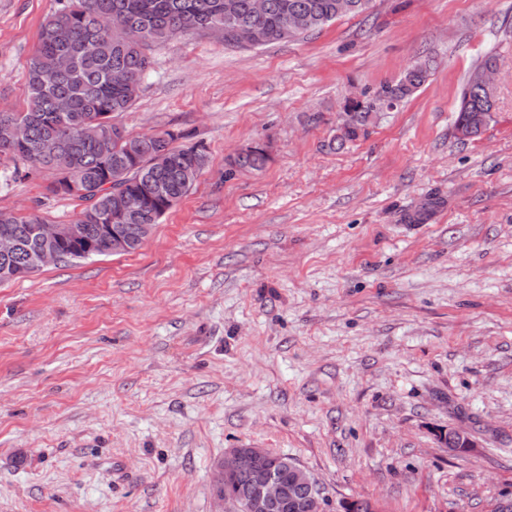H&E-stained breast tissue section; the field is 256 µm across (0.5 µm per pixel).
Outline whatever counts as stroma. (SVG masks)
<instances>
[{"label":"stroma","instance_id":"obj_1","mask_svg":"<svg viewBox=\"0 0 512 512\" xmlns=\"http://www.w3.org/2000/svg\"><path fill=\"white\" fill-rule=\"evenodd\" d=\"M55 8L0 0V109L24 107ZM489 53L493 117L463 143L457 95ZM153 55L117 123L183 132L209 163L137 251L0 284V512H214L228 448L288 456L326 512H490L512 494V0H372L298 41ZM427 59L329 149L350 97ZM259 141L267 166L227 175ZM53 179L20 171L0 210L72 223ZM451 428L474 447L449 453Z\"/></svg>","mask_w":512,"mask_h":512}]
</instances>
